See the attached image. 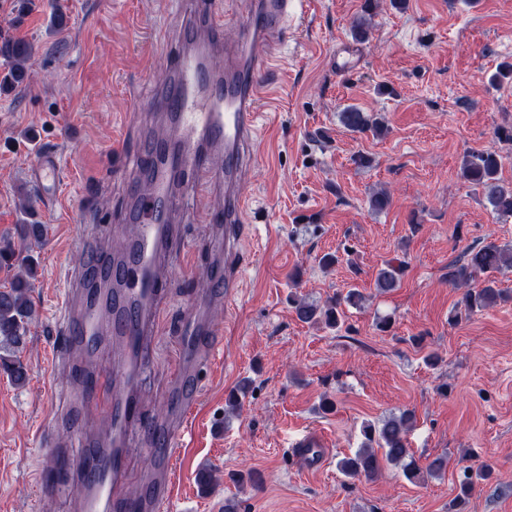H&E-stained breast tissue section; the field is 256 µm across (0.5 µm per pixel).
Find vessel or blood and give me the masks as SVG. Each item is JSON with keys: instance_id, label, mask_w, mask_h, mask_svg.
<instances>
[{"instance_id": "1", "label": "vessel or blood", "mask_w": 512, "mask_h": 512, "mask_svg": "<svg viewBox=\"0 0 512 512\" xmlns=\"http://www.w3.org/2000/svg\"><path fill=\"white\" fill-rule=\"evenodd\" d=\"M179 51L167 62V82L151 107L162 128L146 133L129 160L137 177L122 221L130 234L119 251L109 249L100 229L85 248L83 263L68 281L57 317L60 345L112 365L81 375L70 389V403L81 414L104 411L111 440L102 446L79 439L77 479H70L57 457L44 464L53 495L78 496L81 512H176L177 498L168 470H161L148 493L122 492L126 480L125 437L132 427L155 457L172 461L182 447L187 422L200 401L202 377L214 370L218 328L214 308L228 304L242 286L250 228L243 185L257 135L258 104L264 79L273 70L270 45L299 20L297 0H249V9L230 22L216 0H179ZM223 66H214L215 56ZM32 178L44 198L60 182L55 152L42 155ZM216 200L204 300L182 322L187 364L177 378L178 415L156 427L141 425L131 379L147 366L146 344L164 304L165 286L177 260L188 251L175 226L198 195Z\"/></svg>"}]
</instances>
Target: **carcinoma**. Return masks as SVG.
I'll list each match as a JSON object with an SVG mask.
<instances>
[{
  "mask_svg": "<svg viewBox=\"0 0 512 512\" xmlns=\"http://www.w3.org/2000/svg\"><path fill=\"white\" fill-rule=\"evenodd\" d=\"M35 55L32 42L0 34V60L6 72L0 78V88L9 89L23 82L29 76V67ZM341 122L351 132H372L382 134L386 127L383 119L348 108L340 115ZM502 157L494 151H473L463 162L460 176L485 193L491 212L498 218H512V185L500 180ZM512 270V249L506 245L487 242L466 249L463 259L448 265V283L463 289L459 307L452 316L456 322L468 320L501 303L512 299L497 286V275ZM405 272V262L386 261L380 268L375 281L378 293L386 294L400 285ZM34 276L31 265L26 264L15 275L8 288L0 290V368L6 369L14 384L26 382L25 365L16 355L23 344L27 326L33 320L35 311L28 291L29 278ZM363 294L356 288L328 298L324 303L294 296L291 305L299 321L307 324L323 323L328 327L341 329L345 324L348 307H357ZM415 414L405 410L391 414L378 422H365L361 432L363 442L354 453L337 462V468L348 478L374 479L384 465L401 468L403 476L411 483L420 484L427 477L440 476L447 458L437 456L425 465H419L410 453L408 436L414 427ZM492 466L486 462L473 469H463L456 497L451 501L448 512H466V506L476 488L491 478Z\"/></svg>",
  "mask_w": 512,
  "mask_h": 512,
  "instance_id": "obj_1",
  "label": "carcinoma"
}]
</instances>
